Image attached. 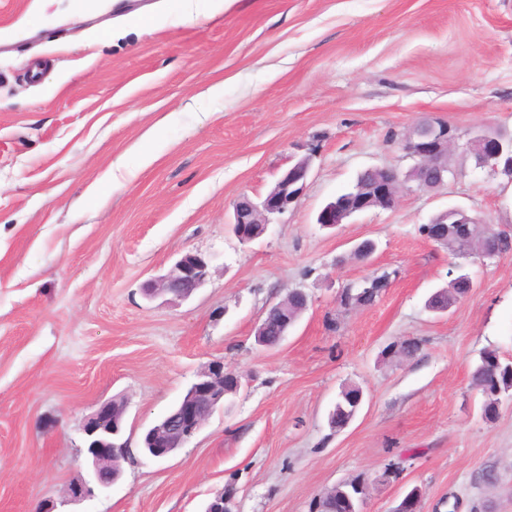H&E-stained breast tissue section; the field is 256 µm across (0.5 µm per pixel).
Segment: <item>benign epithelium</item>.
Here are the masks:
<instances>
[{"instance_id":"7a95c632","label":"benign epithelium","mask_w":512,"mask_h":512,"mask_svg":"<svg viewBox=\"0 0 512 512\" xmlns=\"http://www.w3.org/2000/svg\"><path fill=\"white\" fill-rule=\"evenodd\" d=\"M456 138L450 135L448 124L434 119L413 125L403 139L405 152L414 160L406 173L393 167H373L376 174L369 190L378 208L393 210L400 201V187L413 182L408 190L438 189L448 182V155L455 148ZM465 152L477 159V166L489 168L495 176L512 182V136H489L486 131L474 132L465 144ZM312 158L302 159L282 171L274 188L263 196H240L233 204L231 220L235 237L240 243L251 242L257 234L255 225L267 229L268 225L284 214L289 206L303 194L311 169ZM364 209L362 200L348 196L327 203L320 211L317 223L332 228L344 222L348 213ZM448 223L444 212L429 223L427 238L443 244L448 233L438 228ZM211 260L193 252L183 254L170 271L148 280L142 292L148 299L168 294L178 300L190 298L203 287L210 276ZM242 386V375L224 366V361H211L196 376L188 390L176 403L172 412L150 427L143 438L148 457L163 459L185 447L203 428L206 420L220 407L228 395L236 394ZM85 448L91 467L89 479L74 483L69 497L74 501L92 500L109 491L122 475L121 462L125 460L128 442L124 439L121 419L112 417V402L101 404L82 426ZM341 496L361 504L365 495V481L353 479L343 484ZM234 493L225 490L211 500L204 512H233ZM393 512H422L421 492L411 489Z\"/></svg>"}]
</instances>
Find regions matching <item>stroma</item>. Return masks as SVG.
I'll list each match as a JSON object with an SVG mask.
<instances>
[{
  "label": "stroma",
  "mask_w": 512,
  "mask_h": 512,
  "mask_svg": "<svg viewBox=\"0 0 512 512\" xmlns=\"http://www.w3.org/2000/svg\"><path fill=\"white\" fill-rule=\"evenodd\" d=\"M426 116L463 140L512 131V0H235L178 27L165 0H0V512L67 503L87 476L81 425L114 398L123 478L69 512H203L228 488L235 512H310L358 477L362 512L413 488L423 512H512V396L487 418L471 384L480 352L512 361V253L482 262L418 232L451 206L512 228V183L456 150L445 186L317 222L365 168L408 171L401 141ZM307 155L304 194L240 244L235 200ZM365 239L367 262L351 253ZM188 251L210 258L207 283L146 299ZM458 264L474 287L429 312ZM383 274L372 305L340 308L343 287ZM295 288L307 310L257 346ZM215 359L239 393L176 454L143 456L142 434ZM350 387L363 404L333 429Z\"/></svg>",
  "instance_id": "1"
}]
</instances>
